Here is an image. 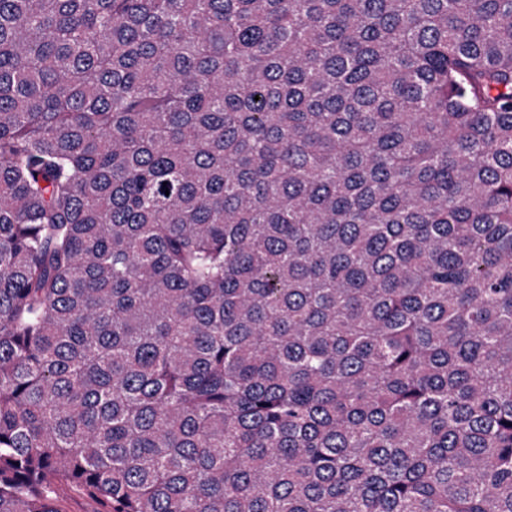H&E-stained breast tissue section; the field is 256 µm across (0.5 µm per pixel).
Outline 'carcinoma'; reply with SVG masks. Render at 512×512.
Returning a JSON list of instances; mask_svg holds the SVG:
<instances>
[{
    "label": "carcinoma",
    "mask_w": 512,
    "mask_h": 512,
    "mask_svg": "<svg viewBox=\"0 0 512 512\" xmlns=\"http://www.w3.org/2000/svg\"><path fill=\"white\" fill-rule=\"evenodd\" d=\"M512 512V0H0V512ZM62 512H93L94 504L74 489L59 492Z\"/></svg>",
    "instance_id": "carcinoma-1"
}]
</instances>
